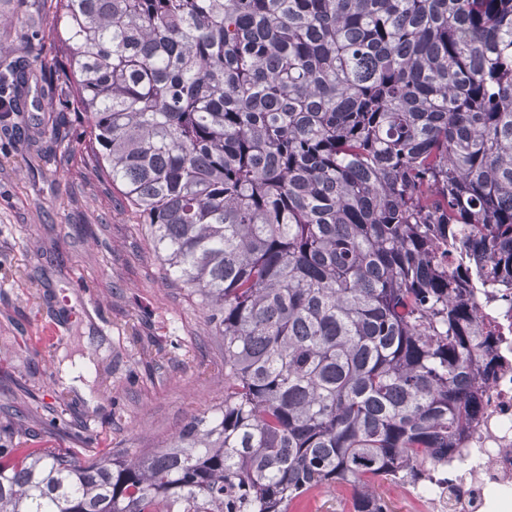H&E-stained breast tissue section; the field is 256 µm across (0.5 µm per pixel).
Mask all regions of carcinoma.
<instances>
[{
    "mask_svg": "<svg viewBox=\"0 0 512 512\" xmlns=\"http://www.w3.org/2000/svg\"><path fill=\"white\" fill-rule=\"evenodd\" d=\"M0 69L84 126L167 278L224 341V401L144 455L0 435V512H288L462 447L492 368L465 277L512 295V0H55Z\"/></svg>",
    "mask_w": 512,
    "mask_h": 512,
    "instance_id": "obj_1",
    "label": "carcinoma"
}]
</instances>
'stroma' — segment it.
Returning a JSON list of instances; mask_svg holds the SVG:
<instances>
[{
    "label": "stroma",
    "instance_id": "stroma-1",
    "mask_svg": "<svg viewBox=\"0 0 512 512\" xmlns=\"http://www.w3.org/2000/svg\"><path fill=\"white\" fill-rule=\"evenodd\" d=\"M63 24L49 0H0V61L51 55ZM28 98L26 134L0 120V426L20 410L32 448L153 451L221 402L224 344L79 142H54L48 100ZM85 357L81 389L64 367Z\"/></svg>",
    "mask_w": 512,
    "mask_h": 512
}]
</instances>
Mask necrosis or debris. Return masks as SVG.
<instances>
[{
  "instance_id": "1",
  "label": "necrosis or debris",
  "mask_w": 512,
  "mask_h": 512,
  "mask_svg": "<svg viewBox=\"0 0 512 512\" xmlns=\"http://www.w3.org/2000/svg\"><path fill=\"white\" fill-rule=\"evenodd\" d=\"M484 314L496 357L466 448L411 486L425 512H512V316Z\"/></svg>"
}]
</instances>
